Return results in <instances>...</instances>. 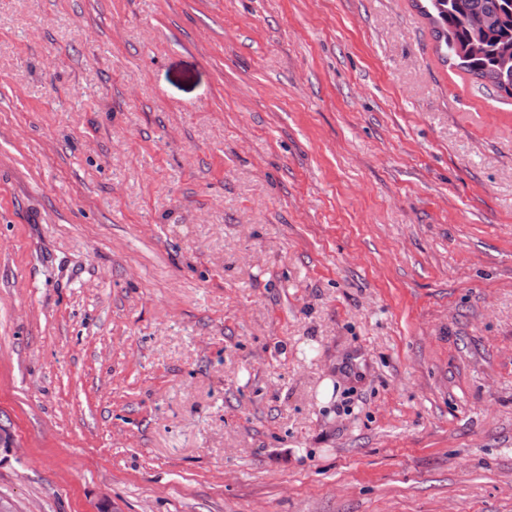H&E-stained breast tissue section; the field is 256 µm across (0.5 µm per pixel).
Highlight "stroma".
<instances>
[{
	"label": "stroma",
	"instance_id": "35a3bbf8",
	"mask_svg": "<svg viewBox=\"0 0 512 512\" xmlns=\"http://www.w3.org/2000/svg\"><path fill=\"white\" fill-rule=\"evenodd\" d=\"M12 512H512V99L413 0H0Z\"/></svg>",
	"mask_w": 512,
	"mask_h": 512
}]
</instances>
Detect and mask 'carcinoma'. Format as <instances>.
I'll return each instance as SVG.
<instances>
[{"mask_svg": "<svg viewBox=\"0 0 512 512\" xmlns=\"http://www.w3.org/2000/svg\"><path fill=\"white\" fill-rule=\"evenodd\" d=\"M421 13L432 21L434 38L446 58L512 98V70L501 68L503 58L512 57V0H426ZM475 16L486 21L478 33L470 27ZM477 39L484 45L480 55L470 52Z\"/></svg>", "mask_w": 512, "mask_h": 512, "instance_id": "1", "label": "carcinoma"}]
</instances>
